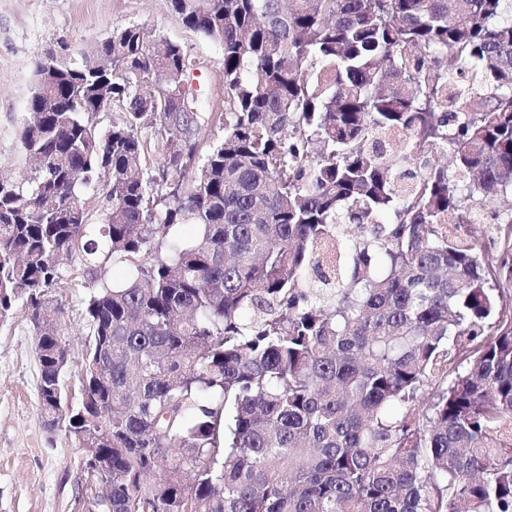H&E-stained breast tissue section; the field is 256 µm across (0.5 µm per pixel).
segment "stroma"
<instances>
[{
  "label": "stroma",
  "instance_id": "1",
  "mask_svg": "<svg viewBox=\"0 0 512 512\" xmlns=\"http://www.w3.org/2000/svg\"><path fill=\"white\" fill-rule=\"evenodd\" d=\"M136 25L178 43L199 60L187 82L201 111L224 103L222 50L188 29L170 0H0V177L23 165L17 125L27 112L33 64L61 53L84 63L93 43L117 28ZM83 288L55 295L66 327L65 381L79 383ZM39 362L23 310L0 329V512H78L86 477V453L65 425L49 428L39 408Z\"/></svg>",
  "mask_w": 512,
  "mask_h": 512
}]
</instances>
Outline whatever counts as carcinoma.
Masks as SVG:
<instances>
[{
    "mask_svg": "<svg viewBox=\"0 0 512 512\" xmlns=\"http://www.w3.org/2000/svg\"><path fill=\"white\" fill-rule=\"evenodd\" d=\"M170 3L221 45L224 111H183L180 45L116 29L107 69L35 62L0 179V328L23 304L43 416L110 461L91 509L512 512V0ZM83 288H57L55 295L62 309V322L66 329V343L68 344V357L65 370V382L72 385L78 394L79 378L81 376L84 359L81 348L83 334L86 333V323L81 314V297Z\"/></svg>",
    "mask_w": 512,
    "mask_h": 512,
    "instance_id": "cac0c4a2",
    "label": "carcinoma"
}]
</instances>
